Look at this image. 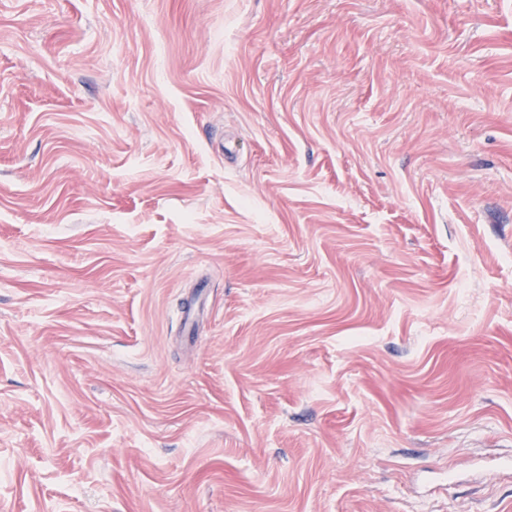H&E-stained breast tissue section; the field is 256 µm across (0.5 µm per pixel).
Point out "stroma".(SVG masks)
<instances>
[{
	"label": "stroma",
	"instance_id": "stroma-1",
	"mask_svg": "<svg viewBox=\"0 0 512 512\" xmlns=\"http://www.w3.org/2000/svg\"><path fill=\"white\" fill-rule=\"evenodd\" d=\"M512 0H0V512L512 503Z\"/></svg>",
	"mask_w": 512,
	"mask_h": 512
}]
</instances>
